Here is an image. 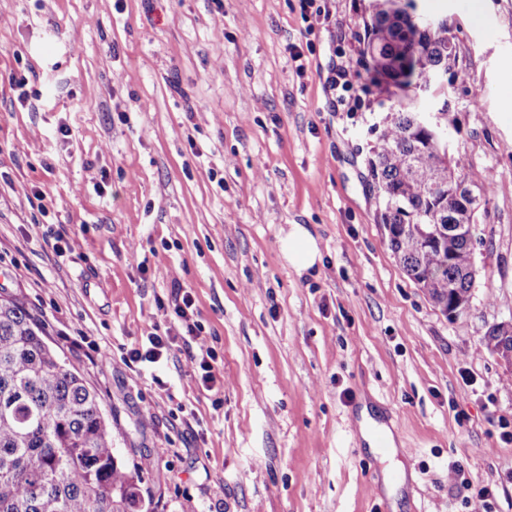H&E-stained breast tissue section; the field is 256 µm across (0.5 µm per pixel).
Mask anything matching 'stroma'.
<instances>
[{
    "mask_svg": "<svg viewBox=\"0 0 512 512\" xmlns=\"http://www.w3.org/2000/svg\"><path fill=\"white\" fill-rule=\"evenodd\" d=\"M0 0V293L93 388L153 512H512V0H414L465 82L451 144L487 186L477 276L448 320L377 221L366 157L391 95L362 62L369 0ZM354 111L332 109L334 56ZM417 96L419 111L441 104ZM300 224L320 259L280 240ZM216 359L127 352L175 287ZM109 354L99 361L98 351ZM391 431L372 447L364 431ZM282 252L288 263L298 270H307L320 259L316 240L300 224L292 225L282 239Z\"/></svg>",
    "mask_w": 512,
    "mask_h": 512,
    "instance_id": "stroma-1",
    "label": "stroma"
}]
</instances>
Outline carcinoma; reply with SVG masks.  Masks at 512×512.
I'll return each instance as SVG.
<instances>
[{
    "label": "carcinoma",
    "instance_id": "carcinoma-1",
    "mask_svg": "<svg viewBox=\"0 0 512 512\" xmlns=\"http://www.w3.org/2000/svg\"><path fill=\"white\" fill-rule=\"evenodd\" d=\"M365 27L367 71L399 98L367 160L379 223L391 226L388 247L406 275L456 319L475 283L470 237L488 188L412 107L417 89H440L448 24L416 25L396 0H371ZM504 344L512 348V334L496 325L483 339L494 354ZM140 502L139 475L118 463L95 391L36 319L0 295V512H136Z\"/></svg>",
    "mask_w": 512,
    "mask_h": 512
}]
</instances>
